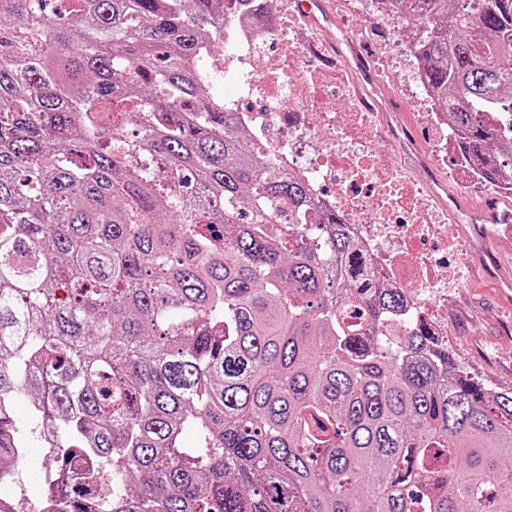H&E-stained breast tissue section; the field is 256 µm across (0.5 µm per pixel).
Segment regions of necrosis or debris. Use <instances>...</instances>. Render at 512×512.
<instances>
[{
	"mask_svg": "<svg viewBox=\"0 0 512 512\" xmlns=\"http://www.w3.org/2000/svg\"><path fill=\"white\" fill-rule=\"evenodd\" d=\"M261 8L278 12V0L242 10L214 55L218 72L239 73L231 105L237 123L266 149L274 167L305 181L320 209L342 215L381 280L406 295L407 319L427 321L436 338L447 341L448 291L458 285L448 254L463 246L449 238L448 211L431 185L374 150L379 135H400L402 126L387 125L383 111L369 109L348 84L307 65L313 45L308 32L284 20L272 28L254 24ZM357 9L365 19L352 51L366 56L377 32H385L408 60L404 81L429 100L401 37L405 18L385 13L380 0H358Z\"/></svg>",
	"mask_w": 512,
	"mask_h": 512,
	"instance_id": "necrosis-or-debris-1",
	"label": "necrosis or debris"
}]
</instances>
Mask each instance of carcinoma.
<instances>
[{
  "label": "carcinoma",
  "instance_id": "carcinoma-1",
  "mask_svg": "<svg viewBox=\"0 0 512 512\" xmlns=\"http://www.w3.org/2000/svg\"><path fill=\"white\" fill-rule=\"evenodd\" d=\"M47 2L0 0V506L36 440L45 512H512V391L390 342L404 294L206 95L226 0ZM381 2L504 177L512 0Z\"/></svg>",
  "mask_w": 512,
  "mask_h": 512
}]
</instances>
